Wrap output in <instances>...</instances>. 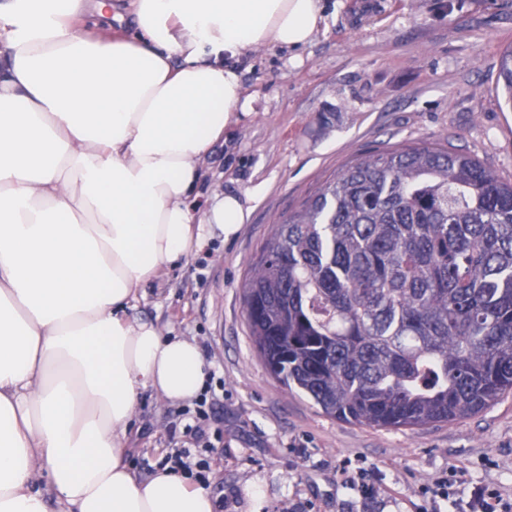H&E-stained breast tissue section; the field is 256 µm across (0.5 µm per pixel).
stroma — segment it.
<instances>
[{
  "label": "stroma",
  "instance_id": "obj_1",
  "mask_svg": "<svg viewBox=\"0 0 512 512\" xmlns=\"http://www.w3.org/2000/svg\"><path fill=\"white\" fill-rule=\"evenodd\" d=\"M303 47L249 53L248 113L204 161L195 206L237 196L231 238L213 233L141 289L131 316L194 340L211 367L203 434L195 404L144 393L127 460L141 477L189 449L210 463L215 512H446L456 496L512 493V394L477 416L419 430L348 424L272 379L248 335L243 288L261 242L288 212L370 148L437 141L512 182V110L495 87L512 45V0H321Z\"/></svg>",
  "mask_w": 512,
  "mask_h": 512
}]
</instances>
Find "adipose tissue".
Returning <instances> with one entry per match:
<instances>
[{
	"mask_svg": "<svg viewBox=\"0 0 512 512\" xmlns=\"http://www.w3.org/2000/svg\"><path fill=\"white\" fill-rule=\"evenodd\" d=\"M321 20L320 0H0V512H214L125 462L141 394L190 403L209 378L128 310L208 229H240L236 196L193 205L249 105L237 65Z\"/></svg>",
	"mask_w": 512,
	"mask_h": 512,
	"instance_id": "ef3b65f1",
	"label": "adipose tissue"
}]
</instances>
